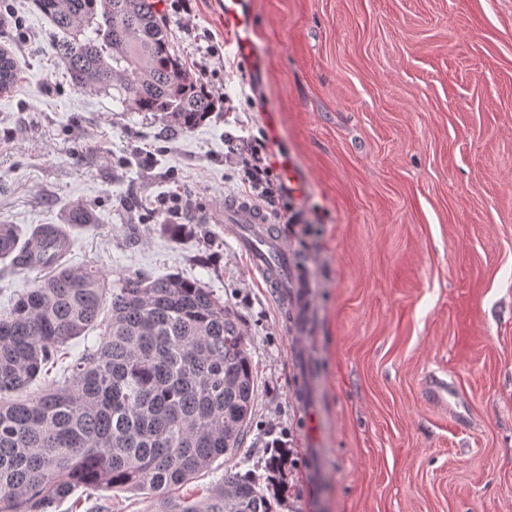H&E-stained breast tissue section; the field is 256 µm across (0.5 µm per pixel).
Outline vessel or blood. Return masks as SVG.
Here are the masks:
<instances>
[{
	"instance_id": "b4317fda",
	"label": "vessel or blood",
	"mask_w": 512,
	"mask_h": 512,
	"mask_svg": "<svg viewBox=\"0 0 512 512\" xmlns=\"http://www.w3.org/2000/svg\"><path fill=\"white\" fill-rule=\"evenodd\" d=\"M223 6L224 30L232 36L238 56L256 62L255 24L248 0H223ZM224 224L232 229L239 248L251 256L255 271L268 287L289 289L290 302H305L307 280L263 207L248 198L226 196Z\"/></svg>"
}]
</instances>
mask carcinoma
Returning a JSON list of instances; mask_svg holds the SVG:
<instances>
[{"mask_svg": "<svg viewBox=\"0 0 512 512\" xmlns=\"http://www.w3.org/2000/svg\"><path fill=\"white\" fill-rule=\"evenodd\" d=\"M36 3L76 85L111 93L124 112H158L181 131L212 112L213 97L171 53L155 0ZM19 73L1 48L0 93ZM95 221L74 206L64 224H0V262L47 271L0 311V512H48L98 488L148 491L162 512H275L285 461L276 451L263 480L227 468L206 493L176 494L244 445L255 400L244 332L197 280L112 283L93 265L71 266V231ZM97 328L94 346L32 389L66 359L70 340Z\"/></svg>", "mask_w": 512, "mask_h": 512, "instance_id": "obj_1", "label": "carcinoma"}]
</instances>
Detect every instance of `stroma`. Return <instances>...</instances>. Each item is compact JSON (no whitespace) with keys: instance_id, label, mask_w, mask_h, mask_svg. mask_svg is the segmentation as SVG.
<instances>
[{"instance_id":"35a3bbf8","label":"stroma","mask_w":512,"mask_h":512,"mask_svg":"<svg viewBox=\"0 0 512 512\" xmlns=\"http://www.w3.org/2000/svg\"><path fill=\"white\" fill-rule=\"evenodd\" d=\"M188 3L160 0L172 51L224 98L173 133L76 86L52 23L6 0L0 46L21 71L0 94V223L81 206L96 222L70 265L178 274L224 301L256 388L237 468L291 450L279 512H512V0H249L252 68L220 0ZM269 112L308 182L282 234L309 283L295 319L222 216L241 187L230 143ZM159 509L98 489L54 512Z\"/></svg>"}]
</instances>
